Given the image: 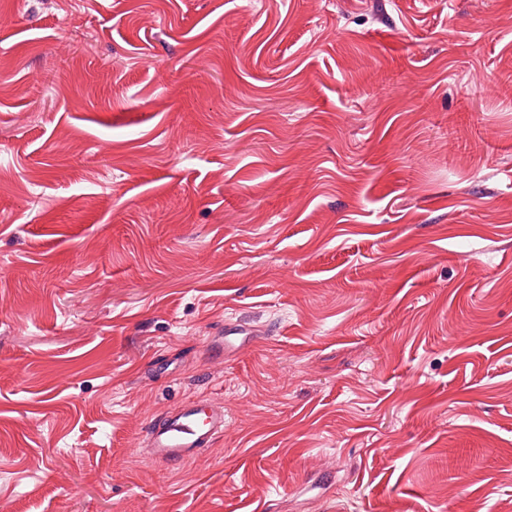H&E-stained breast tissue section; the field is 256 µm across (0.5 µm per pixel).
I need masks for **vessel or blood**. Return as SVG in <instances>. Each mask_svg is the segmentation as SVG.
I'll use <instances>...</instances> for the list:
<instances>
[{
	"label": "vessel or blood",
	"instance_id": "obj_1",
	"mask_svg": "<svg viewBox=\"0 0 512 512\" xmlns=\"http://www.w3.org/2000/svg\"><path fill=\"white\" fill-rule=\"evenodd\" d=\"M223 432V407L183 403L154 421L145 440L154 457L176 466L211 448Z\"/></svg>",
	"mask_w": 512,
	"mask_h": 512
}]
</instances>
